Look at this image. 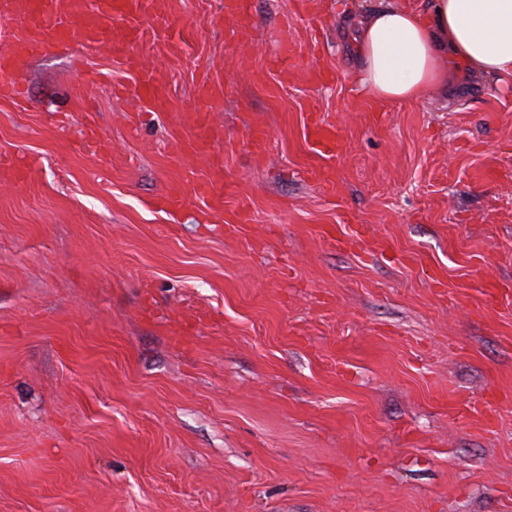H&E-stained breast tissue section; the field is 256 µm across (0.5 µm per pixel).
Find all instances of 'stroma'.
<instances>
[{
  "label": "stroma",
  "instance_id": "stroma-1",
  "mask_svg": "<svg viewBox=\"0 0 512 512\" xmlns=\"http://www.w3.org/2000/svg\"><path fill=\"white\" fill-rule=\"evenodd\" d=\"M158 2L126 52L0 77V156L28 170L0 178V512H512V301L481 308L512 287V90L461 69L449 97L367 98L353 35L388 0H252L245 41L224 0ZM202 109L218 172L183 149ZM214 175L218 212L192 192ZM125 63L129 69L138 71V79L134 88L137 96L154 112H161L166 97L155 75L150 71L141 69L135 57L127 55ZM306 135L315 145L317 155L322 161L319 163V167L310 170L309 175L324 188L330 189L333 181L331 180V167L327 164V161L336 155L339 148L336 129L332 125L323 122V120L311 116Z\"/></svg>",
  "mask_w": 512,
  "mask_h": 512
}]
</instances>
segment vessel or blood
<instances>
[{"instance_id":"obj_1","label":"vessel or blood","mask_w":512,"mask_h":512,"mask_svg":"<svg viewBox=\"0 0 512 512\" xmlns=\"http://www.w3.org/2000/svg\"><path fill=\"white\" fill-rule=\"evenodd\" d=\"M57 0H0V14L24 8L32 20L26 37L0 50V75L15 73L18 63L26 57L41 53L54 47L69 44L72 35H79L84 44L101 42L104 35H111L114 47H122L132 40L135 27L111 29L112 20L136 12L138 0H74L72 11L79 19L78 30H71L68 21L56 13ZM224 14L235 24L239 37H249L254 27L253 17L248 9V0H224ZM125 63L131 70L137 71L138 79L134 91L137 96L153 111H162L166 97L155 75L141 69L135 57H126ZM194 136L190 144L197 155H209L214 142L221 132L216 128L209 112H196L192 119ZM306 135L316 147L320 158L318 167L309 172L324 188H331V168L329 161L339 148L335 128L318 118H311Z\"/></svg>"}]
</instances>
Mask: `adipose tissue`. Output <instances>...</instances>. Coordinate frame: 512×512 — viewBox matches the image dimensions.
Segmentation results:
<instances>
[{
  "instance_id": "ef3b65f1",
  "label": "adipose tissue",
  "mask_w": 512,
  "mask_h": 512,
  "mask_svg": "<svg viewBox=\"0 0 512 512\" xmlns=\"http://www.w3.org/2000/svg\"><path fill=\"white\" fill-rule=\"evenodd\" d=\"M354 40L370 98L418 101L454 76L449 61L497 83L512 81V0H429L365 13Z\"/></svg>"
}]
</instances>
